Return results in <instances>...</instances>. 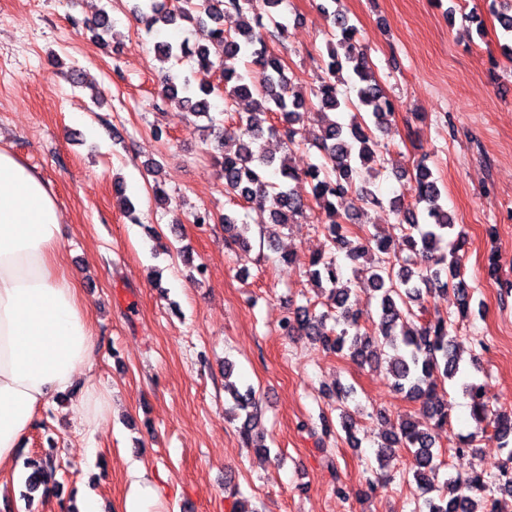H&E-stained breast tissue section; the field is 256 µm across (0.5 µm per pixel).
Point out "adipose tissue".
Here are the masks:
<instances>
[{
    "instance_id": "obj_1",
    "label": "adipose tissue",
    "mask_w": 512,
    "mask_h": 512,
    "mask_svg": "<svg viewBox=\"0 0 512 512\" xmlns=\"http://www.w3.org/2000/svg\"><path fill=\"white\" fill-rule=\"evenodd\" d=\"M62 213L52 189L0 149V471L11 469L38 409L82 382L78 429L97 433L112 396L90 378L94 331L61 263ZM121 512H162L159 488L137 467Z\"/></svg>"
}]
</instances>
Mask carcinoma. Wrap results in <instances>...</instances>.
<instances>
[{
  "label": "carcinoma",
  "instance_id": "1",
  "mask_svg": "<svg viewBox=\"0 0 512 512\" xmlns=\"http://www.w3.org/2000/svg\"><path fill=\"white\" fill-rule=\"evenodd\" d=\"M282 0H180L171 9L165 0H146L145 7H136L138 21L146 32L157 26H173L180 21L198 25L205 33V42L192 45L159 43L155 46L158 60L167 63L182 58L191 63V75L181 76L161 69V103L176 102L180 117L205 118L217 146L224 149L220 172L224 192L263 213L269 222L286 226L306 215L310 206L297 195L290 182L304 177L311 184L312 197L326 215L322 229L328 243L327 252L313 257L309 276L318 290H328L331 311L316 314L307 305L295 309L281 322L286 336H306L326 349H346L349 356L369 363L378 355L392 351L388 366L392 389L411 400L421 402L422 412L433 424L426 429L412 418L390 424L378 444L376 458L385 467L399 448L411 455L410 472L427 497L415 506L414 512H499L496 495L512 497V411L493 408L482 385L461 380L459 388L469 399L473 432L454 436L458 452L471 448L478 437H489L506 449L504 464L496 475L472 471L467 475L444 476L436 444L449 427L448 401L437 386L453 381L463 372L457 336L452 334L454 321L439 317L418 325L425 298L436 293L453 291L457 295L456 317L469 314L474 288L467 280L462 252L467 239L457 229L454 217L442 201L438 179L426 163V157L414 161L412 171L398 170L397 178L409 179L415 205L408 207L404 199L394 197L389 207L396 214L400 236L394 244L390 238L366 230L358 234L350 226L360 223L359 215L339 208V203L357 191V184H367L382 160L377 153L376 133L383 131L395 115L393 102L385 96L368 57L357 38L358 29L342 13H332L334 41L329 43L327 76L307 99L286 73L283 60L270 51L262 24V13H271ZM235 14L239 23L234 31L224 30V15ZM504 31L505 54L512 59V13L493 11ZM97 39L112 31V19L102 10L89 24ZM221 49L226 58H248L254 69L244 74L223 73L218 83L206 76L220 69L211 55V47ZM224 99L225 111H233L238 101L248 99L251 109L239 117L233 129L216 128L210 115V99ZM354 109L349 122L338 119L336 112ZM277 115L278 123H267ZM313 116L319 134L314 147L322 162L312 164L303 173L283 160L276 162L264 151L261 140L270 134L289 144L297 135L295 125L306 116ZM236 149H226V142ZM226 240L243 251L252 248L251 225L239 221L232 213L224 214ZM352 262L366 258V265L355 273L368 282L377 300V331L361 330L356 301L351 289L339 285L342 270L338 257ZM334 318L335 326L327 328L326 320ZM232 400L236 416H245L240 428L243 444L259 453L269 452L265 445H253L252 422L258 418V399L253 387L224 385ZM352 390L336 388V409L339 425L347 442L355 444L357 419L347 406ZM26 487L32 493L48 484L55 472L53 459L29 460Z\"/></svg>",
  "mask_w": 512,
  "mask_h": 512
}]
</instances>
